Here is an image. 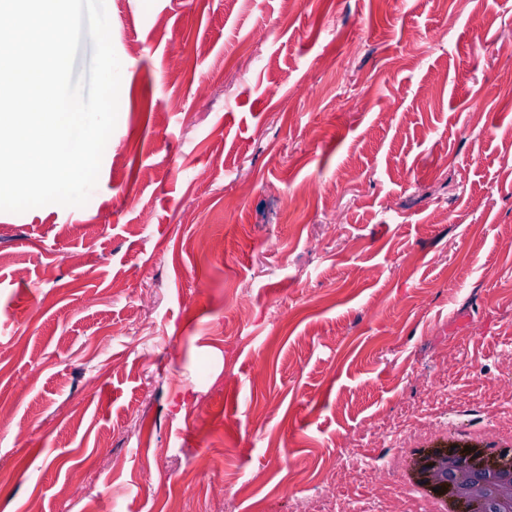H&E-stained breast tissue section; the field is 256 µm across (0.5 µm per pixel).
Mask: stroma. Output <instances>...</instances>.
Wrapping results in <instances>:
<instances>
[{
    "label": "stroma",
    "instance_id": "stroma-1",
    "mask_svg": "<svg viewBox=\"0 0 512 512\" xmlns=\"http://www.w3.org/2000/svg\"><path fill=\"white\" fill-rule=\"evenodd\" d=\"M108 10L88 203L0 212V512H292L408 409L503 425L512 0Z\"/></svg>",
    "mask_w": 512,
    "mask_h": 512
}]
</instances>
